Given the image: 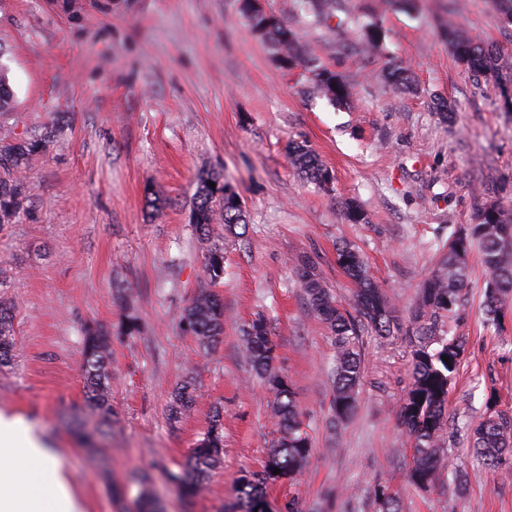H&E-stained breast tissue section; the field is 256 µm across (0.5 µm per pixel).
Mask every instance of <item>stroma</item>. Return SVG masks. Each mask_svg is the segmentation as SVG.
I'll return each instance as SVG.
<instances>
[{
  "instance_id": "1",
  "label": "stroma",
  "mask_w": 512,
  "mask_h": 512,
  "mask_svg": "<svg viewBox=\"0 0 512 512\" xmlns=\"http://www.w3.org/2000/svg\"><path fill=\"white\" fill-rule=\"evenodd\" d=\"M304 37L323 67L352 86L332 102L311 72L286 71L238 11L236 0H0V69L13 97L0 142L43 140V151L0 179L24 185L19 218L0 225V303L13 316V355L0 365V414L38 434L71 477L86 512H224L241 474L261 470L279 431L273 395L241 346L242 327L265 315L276 369L293 384L312 448L294 480L269 486L272 512H378L374 490L396 492L403 512H512V473L471 469L467 426L488 406L512 415V305L501 328L478 309L486 273L470 254L460 320L447 323L465 352L448 395L459 424L447 435L454 468L421 491L408 485L410 444L396 411L410 351L363 338L364 378L351 418L333 424L326 325L297 285L311 257L339 304L354 286L336 263L347 241L399 312L438 261L449 225L476 205L512 204V104L492 77L453 57L448 26L503 47L512 70V25L490 0H346L316 25L294 0H265ZM383 37L362 51L365 13ZM412 79L395 88L393 65ZM309 145L332 174L320 189L288 147ZM219 170L240 194L246 232L217 224L200 238L189 222L196 179ZM158 206H151V199ZM356 201L367 221L349 223ZM224 249L223 340L203 347L179 321L198 293L205 258ZM109 339L112 421L85 404L82 330ZM195 402L173 418L174 394ZM224 414V458L199 496L179 472ZM143 472L148 485L132 481Z\"/></svg>"
}]
</instances>
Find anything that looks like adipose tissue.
Instances as JSON below:
<instances>
[{"label":"adipose tissue","instance_id":"1","mask_svg":"<svg viewBox=\"0 0 512 512\" xmlns=\"http://www.w3.org/2000/svg\"><path fill=\"white\" fill-rule=\"evenodd\" d=\"M68 475L18 421L0 418V512H81Z\"/></svg>","mask_w":512,"mask_h":512}]
</instances>
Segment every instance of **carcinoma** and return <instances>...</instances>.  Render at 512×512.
Wrapping results in <instances>:
<instances>
[{
  "label": "carcinoma",
  "mask_w": 512,
  "mask_h": 512,
  "mask_svg": "<svg viewBox=\"0 0 512 512\" xmlns=\"http://www.w3.org/2000/svg\"><path fill=\"white\" fill-rule=\"evenodd\" d=\"M239 11L251 28L269 43L275 60L286 56L295 66L310 68L316 73L317 86L330 100L349 102L350 84L333 71L321 67L317 58L302 48V37L272 12L263 10L248 13L246 0H237ZM306 11L314 10L315 17L326 20L342 6L338 0H300ZM366 45L374 46L382 34L377 16L363 23ZM448 45L457 62L474 75L494 77L501 85H512V72H502L498 57L500 47L462 34L448 26ZM41 147L37 140L0 145V166L17 168L27 156ZM292 164L305 177L321 188L330 181V171L318 155L304 143L288 148ZM214 186H209V183ZM229 183L224 175L203 171L197 186L190 213L202 236L211 233L216 220L224 221L232 231L245 223L243 207L224 204V191ZM23 184L0 181V224H8L20 216ZM438 268L418 285L414 305L408 320L396 314L395 306L371 276L368 266L349 243L336 248V263L355 285L351 308L336 301L331 290L319 277L314 263L303 259L296 265L295 276L310 308L323 321L333 336L335 346L331 380L334 387L333 419L348 418L356 405L363 379L361 337L368 333L383 340L402 339L411 348L412 368L406 393L397 410V419L413 448L412 462L407 471V483L417 489L432 488L439 472L451 468L445 434L449 428L448 393L465 351L459 336H448L445 320L457 315L465 301L469 283L467 255L478 251L488 274L484 290L483 310L489 325L500 327L505 307L512 301V210L493 201L477 209L470 224L453 229L448 241L442 244ZM224 279V250L208 252L200 289L180 318L183 329L196 336L204 346L219 341L224 330V304L211 290ZM12 316L0 304V363L11 357ZM243 346L252 366L274 395V416L282 435L270 449L260 474H244L239 479L234 505L225 512H270L265 495L269 484L291 478L311 450L309 436L298 423L295 391L288 377L274 367L275 344L267 319L260 315L242 329ZM109 352L103 333L93 327L84 331L82 341V370L87 406L95 411L102 423L112 417L107 360ZM448 357L445 363L442 357ZM473 463L499 472L512 470V416L492 411L470 428ZM224 454L222 415L215 411L210 427L197 442L184 470L173 476L184 493L193 497L203 487L207 474L218 466ZM280 473H274V469ZM379 512H402L397 494L381 486L376 490Z\"/></svg>",
  "instance_id": "obj_1"
}]
</instances>
